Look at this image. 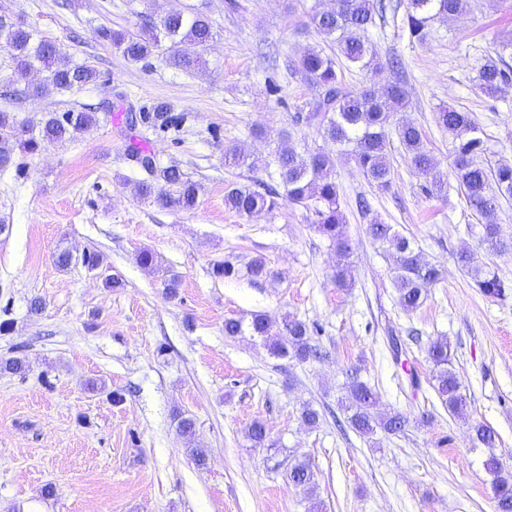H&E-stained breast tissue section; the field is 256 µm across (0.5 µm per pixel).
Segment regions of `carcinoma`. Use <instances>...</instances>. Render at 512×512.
Here are the masks:
<instances>
[{
	"label": "carcinoma",
	"instance_id": "carcinoma-1",
	"mask_svg": "<svg viewBox=\"0 0 512 512\" xmlns=\"http://www.w3.org/2000/svg\"><path fill=\"white\" fill-rule=\"evenodd\" d=\"M403 8V28L410 38L422 41L432 21L466 12L469 0H404ZM385 10L383 0H335L332 9L309 14V26L324 41L336 46V57L309 47L295 58V72L322 90L318 98L306 103V110L299 113L297 119L336 144L340 154L353 162L368 182L380 191L391 186L387 128L397 124L400 143L423 179L422 189L429 195L445 194L448 182L427 149L422 130L409 121H395L397 113L405 111L408 105V91L404 84L392 82L379 90L350 91L343 87L336 69L338 57L362 69L378 66L368 33L376 17ZM213 36L209 18L195 4L179 11L152 12L136 34L108 27L97 30V37L110 42L131 63L147 60L161 42L167 41L173 48L170 64L182 69H191L203 62L202 53ZM0 48L10 53L15 62V73L23 76L33 70L46 72L43 81L33 88L37 95L79 90L100 78L94 66L73 63L58 43L39 35L36 29L14 19L2 9ZM511 85L512 67L500 58L487 57L478 71V90L493 96ZM95 122L96 117L91 112H49L41 130L34 135L16 126L9 113L1 112L0 169L11 163L10 143L13 141L35 153L47 143L74 140L77 134ZM177 122L178 116L165 102H158L149 109L142 108L137 115V124L153 133L165 131ZM437 123L452 138L451 166L455 177L463 187L468 203L481 217V246L492 252H511L512 242L501 239L498 212L500 201L512 198V164L490 166L484 163L483 156L487 151L485 137L470 113L451 106L442 107L437 112ZM130 156L141 160L146 173L145 177L133 182L136 197L149 200L163 209L190 210L195 206L198 186L178 166L161 167L153 156L141 153L136 147L130 150ZM276 162L281 189L270 188L262 193L246 185L230 186L224 192V205L241 216L271 212L286 202L313 211L317 231L335 248L334 282L339 288L351 287L352 248L330 157L317 149L303 152L284 149L276 155ZM224 163L254 171L260 168L262 160L232 146L224 149ZM368 234L393 257L394 284L400 305L406 310L419 307L428 288L440 280L439 269L420 259L411 239L376 217L369 220ZM458 263L484 295L492 298L505 295L507 284L482 261L478 253L465 250L459 254ZM247 330L268 342L272 352L279 357L295 358L302 363L321 357L320 349L312 343L309 325L300 319L286 318L282 328L275 332L263 314L254 315L247 326L237 319L224 321V335L228 337L242 336ZM427 355L436 367L435 391L439 399L450 412L462 410L465 399L458 376L449 369L451 348L448 340L430 342ZM377 403L378 393L366 382L353 377L348 385L345 405L352 429L363 436H371L379 429L388 434L402 431L407 417L401 413L377 416L374 413ZM177 418L179 432L186 439L191 456L197 463L205 464L207 450L196 440L194 419L181 412ZM267 435L266 425L259 420L250 425L247 433L256 447L265 445ZM474 440L491 448L496 441V433L490 427L478 424L474 427ZM484 466L494 476L498 512H512V475L505 471L502 462L494 455L485 460ZM286 477L303 493H313L315 474L310 461H297L288 469Z\"/></svg>",
	"mask_w": 512,
	"mask_h": 512
}]
</instances>
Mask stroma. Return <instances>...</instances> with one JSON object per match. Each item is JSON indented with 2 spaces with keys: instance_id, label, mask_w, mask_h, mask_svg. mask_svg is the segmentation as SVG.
<instances>
[{
  "instance_id": "1",
  "label": "stroma",
  "mask_w": 512,
  "mask_h": 512,
  "mask_svg": "<svg viewBox=\"0 0 512 512\" xmlns=\"http://www.w3.org/2000/svg\"><path fill=\"white\" fill-rule=\"evenodd\" d=\"M188 0H0L13 17L54 40L74 62L93 65L96 84L33 95L34 73L5 92L12 60L0 48V112L38 128L48 112L94 107L98 120L73 141L37 154L21 147L0 171V361L24 359L19 373L0 371V512H497L489 454L512 470V253H485L480 220L450 165L451 138L436 122L440 106L470 112L491 162L512 164V86L495 97L476 87L485 56L512 65V0H470L467 13L436 20L423 41L410 39L395 12L369 36L382 62L372 72L340 63L352 90L401 81L418 125L448 181L427 195L396 131H389L394 174L389 190L372 187L337 148L294 116L317 94L290 61L310 46L334 53L307 28L311 11L332 0H202L214 39L206 66L180 70L161 46L147 63L128 62L100 27L138 32L140 15L183 8ZM398 58L400 70L388 61ZM163 101L180 116L165 133L128 129V109ZM262 136H254V128ZM238 145L266 160L249 171L225 166ZM157 165L176 164L199 185L194 209L167 210L135 197L140 170L130 146ZM321 149L335 157V181L352 247L348 288L332 281L335 249L299 206L239 215L224 206L229 185L278 184V150ZM371 214L412 239L440 281L412 312L398 303L392 259L366 231ZM156 253L155 270L138 264ZM481 252L508 286L503 298L475 287L457 262ZM98 251L96 270L61 251ZM263 258L267 277L245 268ZM228 262L238 276H212ZM180 280L175 297L163 276ZM119 287H108L110 278ZM39 301L31 312V301ZM264 314L274 327L291 316L317 326L318 362L271 354L260 339L228 338L224 321ZM447 338L452 368L467 398L450 413L435 389L426 349ZM400 343L393 352L392 343ZM378 393L379 414L403 413L402 432L365 437L338 427L352 377ZM124 400L114 403L113 392ZM320 419H301L304 405ZM194 417L208 450L199 466L177 432L176 413ZM263 421L270 440L257 447L247 431ZM498 434L495 449L476 447L472 427ZM307 458L315 495L285 478Z\"/></svg>"
}]
</instances>
